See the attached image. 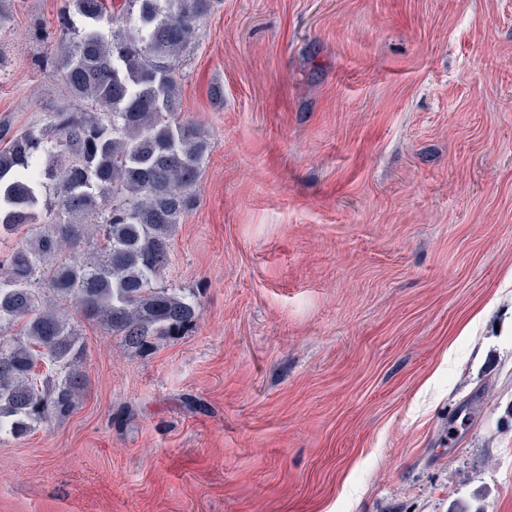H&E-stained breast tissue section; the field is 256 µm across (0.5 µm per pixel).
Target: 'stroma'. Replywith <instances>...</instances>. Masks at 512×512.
I'll use <instances>...</instances> for the list:
<instances>
[{"label": "stroma", "instance_id": "1", "mask_svg": "<svg viewBox=\"0 0 512 512\" xmlns=\"http://www.w3.org/2000/svg\"><path fill=\"white\" fill-rule=\"evenodd\" d=\"M63 0H13L0 124L82 111ZM209 134L148 353L83 323L73 412L0 438V512H512V0H215Z\"/></svg>", "mask_w": 512, "mask_h": 512}]
</instances>
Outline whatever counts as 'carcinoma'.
<instances>
[{
  "mask_svg": "<svg viewBox=\"0 0 512 512\" xmlns=\"http://www.w3.org/2000/svg\"><path fill=\"white\" fill-rule=\"evenodd\" d=\"M212 2L64 0L49 71L89 111L0 127V241L17 237L0 259V436L74 410L87 385L82 321L145 350L199 317L193 294L156 282L211 147L178 110L181 60Z\"/></svg>",
  "mask_w": 512,
  "mask_h": 512,
  "instance_id": "cac0c4a2",
  "label": "carcinoma"
}]
</instances>
